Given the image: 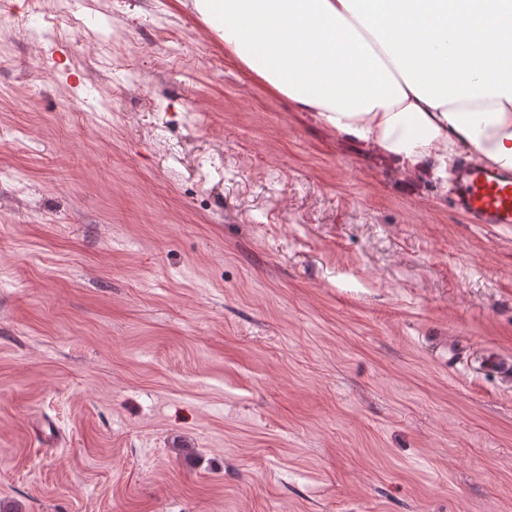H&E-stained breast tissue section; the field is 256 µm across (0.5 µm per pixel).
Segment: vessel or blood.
<instances>
[{"label": "vessel or blood", "instance_id": "vessel-or-blood-1", "mask_svg": "<svg viewBox=\"0 0 512 512\" xmlns=\"http://www.w3.org/2000/svg\"><path fill=\"white\" fill-rule=\"evenodd\" d=\"M449 202L474 224L512 225V175L464 161L452 175Z\"/></svg>", "mask_w": 512, "mask_h": 512}]
</instances>
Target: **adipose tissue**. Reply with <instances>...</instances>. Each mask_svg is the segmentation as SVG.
I'll return each mask as SVG.
<instances>
[{
    "label": "adipose tissue",
    "instance_id": "ef3b65f1",
    "mask_svg": "<svg viewBox=\"0 0 512 512\" xmlns=\"http://www.w3.org/2000/svg\"><path fill=\"white\" fill-rule=\"evenodd\" d=\"M255 80L404 170H512V0H177Z\"/></svg>",
    "mask_w": 512,
    "mask_h": 512
}]
</instances>
